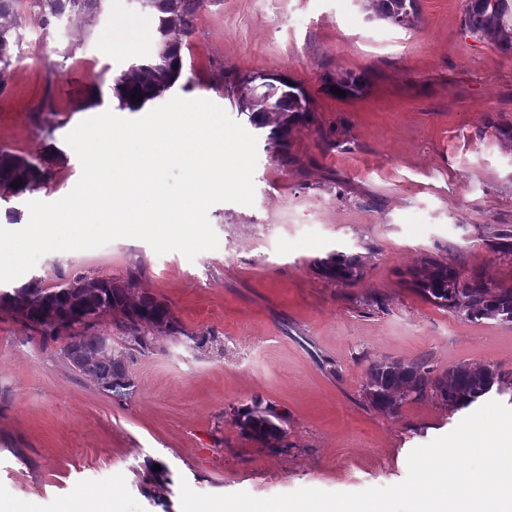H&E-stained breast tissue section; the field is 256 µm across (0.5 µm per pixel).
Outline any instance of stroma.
<instances>
[{
    "label": "stroma",
    "instance_id": "1",
    "mask_svg": "<svg viewBox=\"0 0 512 512\" xmlns=\"http://www.w3.org/2000/svg\"><path fill=\"white\" fill-rule=\"evenodd\" d=\"M468 0H417L411 28L369 18L359 0H203L173 90L246 124L236 98L250 76L284 77L309 99L310 123L286 146L256 131L255 201L208 211L217 249L187 259L145 241L51 252L24 279L55 285L88 274L124 278L168 303L201 349L175 338L128 363L116 399L57 356L59 345L0 308V505L12 512H182L181 483L200 494L257 498L301 488L360 492L405 480L408 456L468 414L427 399L391 416L363 390L380 359L425 360L441 373L490 363L512 372V324L470 320L412 285L425 256L512 286V55L466 34ZM136 0H101L92 20L45 23L28 7L0 90V150L52 155L44 188L0 191V227L17 231L28 202H54L82 174L66 143L110 110L113 75L153 46L149 25L122 45L113 29ZM363 75L339 97L325 76ZM99 106H90L93 93ZM359 258L347 283L314 263ZM261 399L287 418L281 447L243 437L237 408Z\"/></svg>",
    "mask_w": 512,
    "mask_h": 512
}]
</instances>
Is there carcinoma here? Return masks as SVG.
I'll return each instance as SVG.
<instances>
[{
	"label": "carcinoma",
	"instance_id": "1",
	"mask_svg": "<svg viewBox=\"0 0 512 512\" xmlns=\"http://www.w3.org/2000/svg\"><path fill=\"white\" fill-rule=\"evenodd\" d=\"M33 2L46 22L63 17H93L100 0H0V89L10 76L12 51L19 19ZM372 17L400 27H409L416 14V0H361ZM154 30V49L115 75L110 82V99L116 109L140 112L163 98L162 88H173L183 72L182 46L193 31L201 0H142ZM464 30L471 37L490 41L499 52L512 54V0H470L464 15ZM261 83L275 91L273 98L256 90V78L242 81L237 98L238 111L257 129L270 128L268 139L282 146L292 129L308 122L309 102L297 86L286 79L263 78ZM334 87L346 95L361 93L364 78L338 73ZM137 100H132V96ZM49 179L46 161L33 162L8 150L0 151V189L16 195L43 187ZM21 185H16V182ZM358 258L333 253L317 262L327 279L350 281ZM138 275L127 278L77 276L45 287L32 279L19 288L0 291V305L12 310L19 321L38 330L42 337L57 341L65 338L60 358L74 371L89 377L96 385L112 382L109 393L121 398L133 386L127 369L128 359L149 353L163 337H185L200 349L214 340L201 333H184L178 317L165 302L149 293H136ZM415 287L433 303L449 308L470 320L493 319L512 323V287L481 278H463L447 262L433 256L422 260L414 272ZM115 315L123 343L112 345V338L87 325L74 338L61 329L74 320L98 319L101 313ZM508 378L494 364L460 363L436 373L425 362L405 363L382 359L369 364L364 396L375 409L396 415L407 402L432 398L454 408H466L492 390H502ZM233 422L240 433L266 448H278L285 437L286 418L270 405L254 400L234 412Z\"/></svg>",
	"mask_w": 512,
	"mask_h": 512
}]
</instances>
